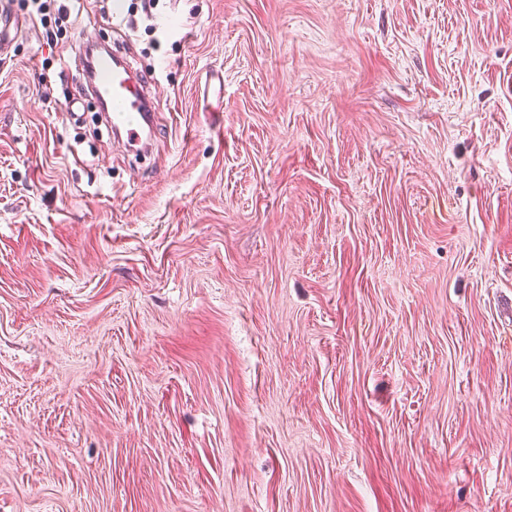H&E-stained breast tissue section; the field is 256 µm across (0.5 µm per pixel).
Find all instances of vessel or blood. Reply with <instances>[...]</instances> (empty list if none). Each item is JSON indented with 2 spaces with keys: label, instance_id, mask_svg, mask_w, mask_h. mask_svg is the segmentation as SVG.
I'll return each mask as SVG.
<instances>
[{
  "label": "vessel or blood",
  "instance_id": "b4317fda",
  "mask_svg": "<svg viewBox=\"0 0 512 512\" xmlns=\"http://www.w3.org/2000/svg\"><path fill=\"white\" fill-rule=\"evenodd\" d=\"M23 29L22 21L0 0V53L10 47ZM95 75L93 95L105 102L113 130L123 134L127 142L140 141L150 129L149 111L154 102L150 82L135 78L127 63L117 61L109 53L96 57Z\"/></svg>",
  "mask_w": 512,
  "mask_h": 512
}]
</instances>
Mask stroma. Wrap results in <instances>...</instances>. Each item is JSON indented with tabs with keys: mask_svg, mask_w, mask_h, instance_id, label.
<instances>
[{
	"mask_svg": "<svg viewBox=\"0 0 512 512\" xmlns=\"http://www.w3.org/2000/svg\"><path fill=\"white\" fill-rule=\"evenodd\" d=\"M125 4L0 60V512H512V0ZM93 96L102 99L108 108V123L112 129L123 134L129 144L142 140L148 131L149 111L155 104L150 87L152 83L134 77L130 66L118 62L112 53L98 55L95 59Z\"/></svg>",
	"mask_w": 512,
	"mask_h": 512,
	"instance_id": "1",
	"label": "stroma"
}]
</instances>
